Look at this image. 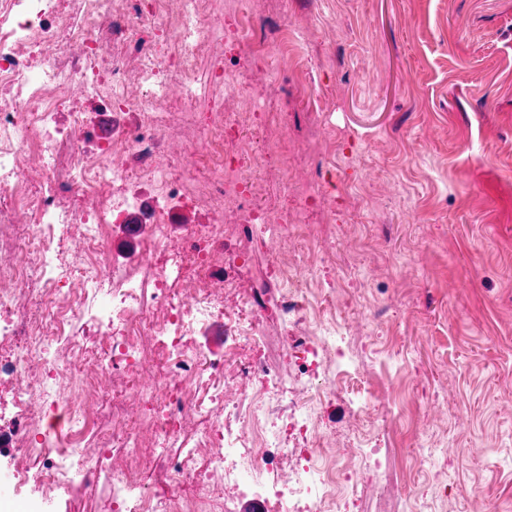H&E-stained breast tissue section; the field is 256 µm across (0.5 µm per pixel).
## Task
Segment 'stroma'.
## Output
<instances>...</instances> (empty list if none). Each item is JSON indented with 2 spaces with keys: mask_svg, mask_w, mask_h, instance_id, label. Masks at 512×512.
<instances>
[{
  "mask_svg": "<svg viewBox=\"0 0 512 512\" xmlns=\"http://www.w3.org/2000/svg\"><path fill=\"white\" fill-rule=\"evenodd\" d=\"M268 35L293 41L277 66L281 91L254 80L238 108L278 107L289 137L314 135L302 114L321 99V128L336 150L335 198L356 224H325L316 248L344 247L356 262L349 315L353 360L384 391V428L354 417L333 390L310 403L334 433L327 455L359 467L343 434L375 446L373 484L401 474L422 435L447 458L416 471L420 496L391 512H512V0H258ZM249 249L246 288L273 302L287 292L265 250ZM459 492L444 497L441 484ZM42 512H112V492L80 483Z\"/></svg>",
  "mask_w": 512,
  "mask_h": 512,
  "instance_id": "1",
  "label": "stroma"
}]
</instances>
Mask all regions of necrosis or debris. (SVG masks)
<instances>
[{
	"label": "necrosis or debris",
	"mask_w": 512,
	"mask_h": 512,
	"mask_svg": "<svg viewBox=\"0 0 512 512\" xmlns=\"http://www.w3.org/2000/svg\"><path fill=\"white\" fill-rule=\"evenodd\" d=\"M253 0H226L223 16L210 13L207 0H88L85 22L70 26L52 0H0V192L10 194L26 221L11 227L7 257H0V314H8L0 361L12 377L16 413L0 420V444L38 457L36 472L17 462V485L34 483L51 495L65 489L70 468H79L87 489L100 479L112 487L113 512H210L215 477L233 481L243 492L259 494L267 512H354L366 484L357 473L315 455L328 437L306 406L292 407L277 421L268 408L282 381L260 358L244 357V346L259 342L266 319L256 294H244L237 308L224 305L237 291L234 269L224 268L219 242L248 235L265 247L280 278L314 282L318 276L305 252L315 239L310 211L336 221L326 206L328 156L319 142L296 143L269 137L286 128L285 113L234 111L224 99L244 98L250 83L239 66L242 55L266 62L270 44L253 20ZM222 54H213L216 41ZM133 47L140 59V97L125 93L121 48ZM211 57L210 82L221 93L206 112H188V137L181 155H165L173 131L161 102L178 96L192 104L196 88L188 58ZM108 98L115 113L140 107L135 128L109 141L89 143L80 132L79 100ZM68 113L61 124L59 113ZM25 154L40 156L43 170L32 179L20 165ZM275 166L293 198L292 207L271 209L260 202L268 166ZM314 168L307 181L295 178L298 166ZM149 180L183 203L206 206L211 224L193 228L186 243L167 232L170 215H146L156 231L145 250L155 256V273L143 283L137 272L116 264L109 250L111 226L138 208V195L126 186ZM97 195L98 206L74 209L67 198ZM83 242V259L73 265L60 256L72 236ZM207 281L185 297L177 282ZM41 287L33 303L18 294L33 282ZM93 311L98 328L84 390L62 389L75 366L48 351L62 338L72 318ZM285 322L313 323L312 333L294 336L285 348L295 378L319 392L328 365L350 372L353 361L343 318L315 321L312 310L289 288L277 306ZM224 319V356L213 360L196 336L216 317ZM136 377L122 402L112 406V439L123 448L124 465L107 468V454L85 455L75 425L89 401L102 392L108 371ZM62 417L67 431L31 429L22 422L33 408ZM209 415L211 424L195 447L171 456L164 449L180 441L188 418ZM149 430L160 447L153 468L170 484L167 494L145 491L133 479L140 460V430ZM213 449L205 465L196 451ZM291 462L288 480H267L275 452ZM346 495L333 493L336 481Z\"/></svg>",
	"instance_id": "1"
}]
</instances>
